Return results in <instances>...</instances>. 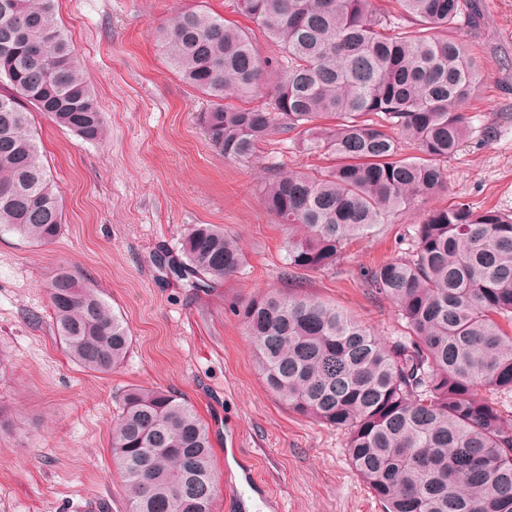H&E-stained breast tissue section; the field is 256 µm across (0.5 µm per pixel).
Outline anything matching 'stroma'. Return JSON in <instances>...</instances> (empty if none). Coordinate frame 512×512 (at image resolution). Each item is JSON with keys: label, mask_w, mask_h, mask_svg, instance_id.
Returning a JSON list of instances; mask_svg holds the SVG:
<instances>
[{"label": "stroma", "mask_w": 512, "mask_h": 512, "mask_svg": "<svg viewBox=\"0 0 512 512\" xmlns=\"http://www.w3.org/2000/svg\"><path fill=\"white\" fill-rule=\"evenodd\" d=\"M478 29L461 28L484 70L465 115L467 135L444 165L447 188L426 201H464L512 213V0H478ZM202 4L248 28L233 0H58L84 76L107 120L86 142L35 115L62 196L63 227L49 245L0 234V512H127L112 464V428L134 385L181 393L212 433L219 481L213 512H381L352 469L340 430L288 411L263 383L238 316L262 292L335 304L377 335H399L392 304L364 275L414 245L418 211L344 242L333 269L282 276L286 233L260 185L270 173L316 171L329 156L298 151L275 132L249 159L212 151L196 117L204 96L181 81L151 33ZM194 224H220L247 264L211 288L191 287L156 262L177 256ZM68 267L98 288L131 331L122 367L84 370L64 353L47 285Z\"/></svg>", "instance_id": "stroma-1"}]
</instances>
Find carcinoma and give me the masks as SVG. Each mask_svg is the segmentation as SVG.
<instances>
[{
	"label": "carcinoma",
	"instance_id": "carcinoma-1",
	"mask_svg": "<svg viewBox=\"0 0 512 512\" xmlns=\"http://www.w3.org/2000/svg\"><path fill=\"white\" fill-rule=\"evenodd\" d=\"M58 0H0V230L34 244L60 234L59 191L28 107L86 141L106 121L84 78ZM235 0L281 46L262 59L248 31L201 5L152 29L171 68L210 99L198 122L224 158L253 156L276 131L334 164L265 179L266 206L288 232L285 275L336 265L341 244L445 190L480 60L446 35L480 26L465 0ZM271 79L266 101L256 97ZM246 255L221 224H195L179 279L209 286ZM403 333L390 339L304 294L245 302L242 318L266 387L300 416L344 432L352 468L383 512H512V417L485 390L512 394V214L468 202L432 208L415 248L369 274ZM60 343L82 368L121 367L132 337L101 291L62 269L48 286ZM129 512H212L213 443L174 391L133 387L112 430Z\"/></svg>",
	"mask_w": 512,
	"mask_h": 512
}]
</instances>
